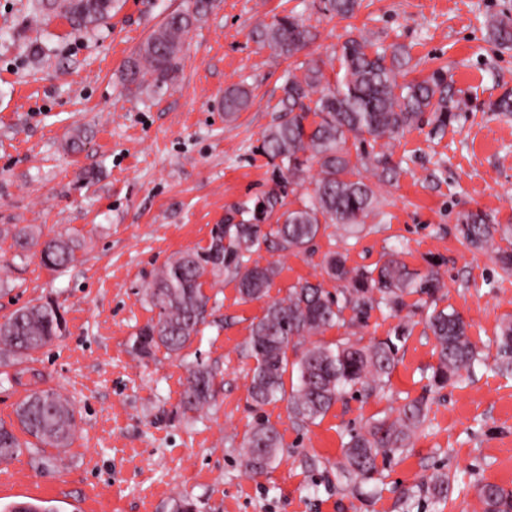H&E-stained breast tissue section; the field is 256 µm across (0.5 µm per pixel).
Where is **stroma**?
<instances>
[{"label": "stroma", "mask_w": 512, "mask_h": 512, "mask_svg": "<svg viewBox=\"0 0 512 512\" xmlns=\"http://www.w3.org/2000/svg\"><path fill=\"white\" fill-rule=\"evenodd\" d=\"M118 4L104 24L75 35L62 18L30 23L31 0H0V321L50 298L66 322L63 336L22 367L0 366V420L14 423L18 403L42 388L69 399L77 421L70 447L50 449L49 462L26 451L0 462V512L18 502L46 512H172L180 497L199 512H482V486L512 491V374L493 368L500 326L512 321V273L457 232L471 211L512 228V113L490 109L512 94V50L486 40L490 14L512 11V0H363L347 18L321 14L313 0H216L187 34L176 80L139 94L123 86L124 65L182 0ZM291 10L315 28L308 54L325 70L338 68L336 49L358 30L406 45L409 79L447 70L452 116L446 127L425 120L390 146L375 144L390 150L397 174L364 172L377 205L357 244L345 247L332 226L304 252L260 251L257 261L279 270L268 299L243 301L222 276L184 358L161 350L138 357L131 345L155 316L144 290L156 271L176 253L207 247L233 207L254 204L274 185L257 147L278 120L295 62L259 46L251 31ZM238 84L252 103L228 119L224 92ZM76 128L86 136L78 150L69 144ZM16 224L77 239L76 261L45 267L38 250L15 247ZM337 250L351 268L375 267L391 251L414 270L437 264L439 304L469 322L486 363L462 383L433 385L436 340L413 295L398 315L375 310L367 323L336 324L317 342L365 345L409 324L384 393L346 397L303 427L285 403L266 406L284 455L250 476L238 458L254 417L250 325L297 282L335 290L324 260ZM197 358L216 368L223 388L212 405L182 415L186 366ZM409 399L427 407L410 445L379 463L374 479H344L350 433L396 418ZM436 474L448 479L446 497L427 490Z\"/></svg>", "instance_id": "35a3bbf8"}]
</instances>
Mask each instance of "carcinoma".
<instances>
[{
	"label": "carcinoma",
	"instance_id": "carcinoma-1",
	"mask_svg": "<svg viewBox=\"0 0 512 512\" xmlns=\"http://www.w3.org/2000/svg\"><path fill=\"white\" fill-rule=\"evenodd\" d=\"M116 0H33L35 15L58 14L66 18L72 31L80 34L110 16ZM362 0H319L318 11L325 15L351 17ZM213 0H184L182 8L167 16L164 23L127 60L124 82L127 90L138 91L145 83L163 86L176 78L185 35L205 17ZM489 39L503 49L512 48V15L501 13L487 21ZM255 41L288 59L312 44L317 33L294 12L262 24L253 31ZM339 71L330 80L323 61L310 58L288 72L278 103L281 119L265 130L260 152L276 172L275 187L253 207L237 210L240 219L228 218L211 229L208 247L184 252L168 259L145 289V300L153 319L139 329L133 344L138 356H150L164 349L170 357H180L205 324L211 297L203 291L208 276H232L241 299H263L278 270L262 266L252 255L262 248L300 253L326 231L337 225L346 232L344 244L359 239L364 219L373 211L372 188L360 177L359 167H372L388 175L394 172L389 157L372 158L361 153L352 161L345 149L348 137L364 142L394 140L417 125L424 113L434 115L438 127L448 124L451 89L447 73L437 70L420 81L398 82L407 73L411 56L403 45L388 47L374 43L363 33L349 34L340 47ZM251 103L248 88L238 85L224 93L228 118L245 111ZM318 166L313 188L307 189L305 173ZM300 194V204L287 207L288 194ZM275 223H269V220ZM457 231L467 246L494 255L504 270H512V251L495 240L507 238V230L490 224L479 213L463 215ZM14 245L25 251L41 245L43 264L64 269L76 259L79 244L62 236L40 241L33 225L17 227ZM343 252H334L326 261V274L343 286L332 293L320 282L308 280L288 288L286 295L272 301L257 322L251 325L246 356L255 360L248 398L257 420L239 451L241 467L262 475L280 460L282 436L263 415L265 406L287 402L288 416L298 426L314 423L347 394L371 397L386 385L396 362L398 347L393 339L367 345L339 342L335 347L313 343L296 360L288 350L301 340L344 321L349 309L365 323L373 310L397 313L405 298L417 294L428 305L425 324L436 339L437 366L432 381L437 385L458 382L483 357L468 336L469 324L452 310L438 308L439 272L433 268L420 274L408 268L399 254L391 253L372 269H351ZM65 321L60 306L37 299L16 309L0 323V366L20 361L62 336ZM297 370V383L286 392L284 375L288 366ZM496 367L512 368V323L501 326ZM217 371L197 359L188 368L181 395L182 413L211 404L217 395ZM20 430L32 437L21 441L12 427L0 422V460L14 458L22 449L35 453L45 447L65 448L71 444L75 411L71 402L51 390H33L15 410ZM425 421L424 406L417 400L405 403L399 416L370 423L365 430L350 435L344 445L343 477L368 481L378 473V458L390 459L404 450ZM483 512H512V491L485 485L480 491Z\"/></svg>",
	"mask_w": 512,
	"mask_h": 512
}]
</instances>
